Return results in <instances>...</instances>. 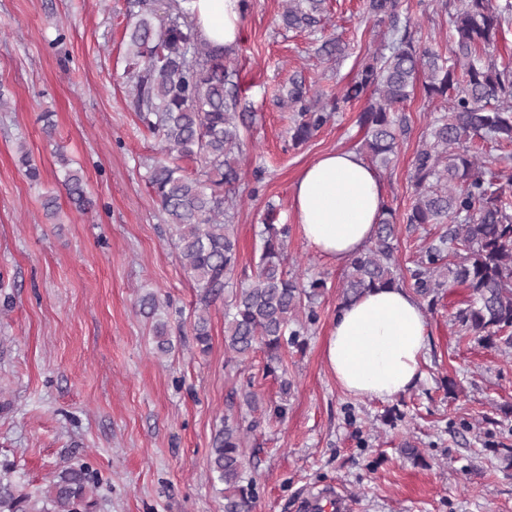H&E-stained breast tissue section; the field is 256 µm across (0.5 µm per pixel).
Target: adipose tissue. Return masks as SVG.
I'll return each mask as SVG.
<instances>
[{
  "label": "adipose tissue",
  "instance_id": "ef3b65f1",
  "mask_svg": "<svg viewBox=\"0 0 512 512\" xmlns=\"http://www.w3.org/2000/svg\"><path fill=\"white\" fill-rule=\"evenodd\" d=\"M199 37L234 50L241 35L238 0H192ZM384 191L357 152L329 151L303 168L292 187V209L307 244L332 265H346L372 240ZM428 322L404 288H376L342 306L326 339L325 361L346 392L387 400L415 385L427 347Z\"/></svg>",
  "mask_w": 512,
  "mask_h": 512
}]
</instances>
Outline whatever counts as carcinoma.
Listing matches in <instances>:
<instances>
[{
    "label": "carcinoma",
    "instance_id": "cac0c4a2",
    "mask_svg": "<svg viewBox=\"0 0 512 512\" xmlns=\"http://www.w3.org/2000/svg\"><path fill=\"white\" fill-rule=\"evenodd\" d=\"M170 0L166 22L158 27L152 0H127L126 77L133 83L139 121L160 142L149 168L148 184L170 226L182 265L197 292L192 324L200 353L210 349L209 311L224 301V346L229 361L243 363L256 349L267 355L266 371L281 374L288 395L283 354L306 344L308 325L317 320L320 279L303 283L286 269L288 225L264 224L263 249L249 282L233 284L238 267L234 225L226 205L240 175L231 156L240 148L236 98L238 85L224 53L202 41L188 23L190 9ZM368 15L387 26L380 46L331 102L321 101L304 81L292 80L280 103L298 112L291 139L299 145L324 126L340 104L367 98L360 113L366 153L385 165L396 152L407 124L404 106L417 84L425 97L448 101V111L429 122L410 172L414 201L407 224H452L408 269L413 288L423 297L463 287L469 290L459 309L460 331L489 346H512V196L499 183L493 162L472 152L476 140L512 143V70L496 68L481 57L494 46L512 3L501 9L492 0H460L448 17L451 56L444 58L414 37L407 0H366ZM326 0H284L287 30L317 26ZM342 42L328 37L318 53L337 60ZM197 164L189 172L180 162ZM62 188L78 211L92 206L78 172L64 170ZM397 218L384 209L374 241L349 262L341 304L372 288L399 286L394 259ZM235 288H230V285ZM139 313L154 321L156 347L172 349L159 302L148 292ZM256 427L244 417L224 416L209 452L213 486L224 497V512H254L255 480L247 474L244 434ZM14 465L0 461V512H96L98 472L86 463L55 472L41 496L17 492Z\"/></svg>",
    "mask_w": 512,
    "mask_h": 512
}]
</instances>
